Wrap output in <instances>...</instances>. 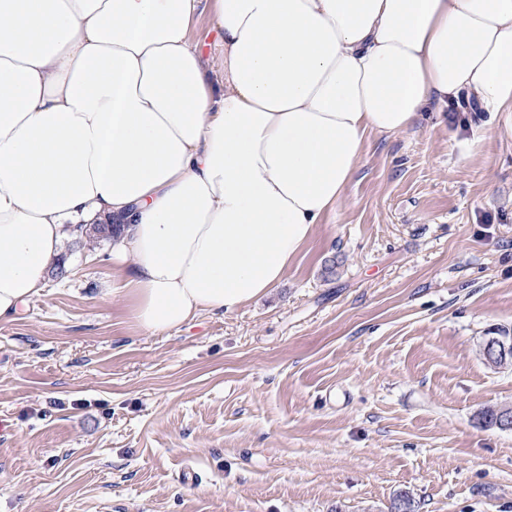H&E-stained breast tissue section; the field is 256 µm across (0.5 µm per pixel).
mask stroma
<instances>
[{
  "label": "stroma",
  "instance_id": "stroma-1",
  "mask_svg": "<svg viewBox=\"0 0 512 512\" xmlns=\"http://www.w3.org/2000/svg\"><path fill=\"white\" fill-rule=\"evenodd\" d=\"M0 321V512H512V132L430 110L368 134L266 295L152 335L112 242ZM483 354L490 361L495 362L496 365L512 362V343L505 338H490L483 344ZM510 356V357H509ZM508 357V358H507ZM507 358V359H506ZM506 359V360H502ZM501 360V361H500Z\"/></svg>",
  "mask_w": 512,
  "mask_h": 512
}]
</instances>
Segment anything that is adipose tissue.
<instances>
[{
  "instance_id": "1",
  "label": "adipose tissue",
  "mask_w": 512,
  "mask_h": 512,
  "mask_svg": "<svg viewBox=\"0 0 512 512\" xmlns=\"http://www.w3.org/2000/svg\"><path fill=\"white\" fill-rule=\"evenodd\" d=\"M0 0V320L68 229L117 224V295L150 334L280 283L368 133L434 104L512 132V0ZM210 19L209 4H207V1H202L199 12L196 14L192 25L193 35L202 45L203 57L210 61V63H208V67L211 69V78L219 83V81H222L223 77L219 69V60L214 50L215 38L214 33L211 31Z\"/></svg>"
}]
</instances>
